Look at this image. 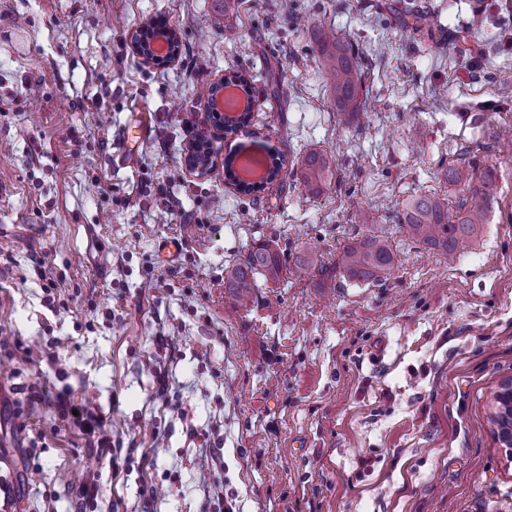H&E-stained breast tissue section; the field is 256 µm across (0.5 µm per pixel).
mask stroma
<instances>
[{
  "mask_svg": "<svg viewBox=\"0 0 512 512\" xmlns=\"http://www.w3.org/2000/svg\"><path fill=\"white\" fill-rule=\"evenodd\" d=\"M396 2L239 0L226 27L216 0H0V336L32 349L0 351V503L512 512V458L490 419L512 378V5L413 0L434 18L428 38L403 32ZM157 18L180 49L149 64L132 35ZM319 28L359 51L360 125L343 121L317 67ZM227 75L254 99L235 136L202 94ZM138 124L148 136L117 156ZM253 134L289 177L244 195L224 158ZM200 136L213 143L204 176L184 161ZM311 147L336 172L317 197L292 175ZM462 156L495 164L500 192L451 261L399 213L421 193L456 206L445 172ZM370 231L388 240L391 271L340 275L344 245ZM263 239L285 270L257 278L242 308L225 271ZM309 252L323 269L301 265ZM49 277L61 283L50 305ZM33 384L106 416L117 474L55 407L14 417ZM95 474L101 496L79 502Z\"/></svg>",
  "mask_w": 512,
  "mask_h": 512,
  "instance_id": "obj_1",
  "label": "stroma"
}]
</instances>
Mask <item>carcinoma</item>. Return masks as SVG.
<instances>
[{"label":"carcinoma","instance_id":"1","mask_svg":"<svg viewBox=\"0 0 512 512\" xmlns=\"http://www.w3.org/2000/svg\"><path fill=\"white\" fill-rule=\"evenodd\" d=\"M400 14L407 28L414 32L421 30L424 18L415 7L404 4ZM317 43L321 68L338 111L348 122H359L362 115L359 88L363 72L358 53L351 42L335 34L326 36L321 33L317 35ZM297 170L303 186L313 196L322 194L334 177L331 160L315 148L306 150ZM446 177L448 185L463 194L457 211L448 210L446 198L420 194L408 199L402 217L412 238L452 260L460 241L477 235L483 225L490 223L499 186L495 168L486 165L481 169L466 161L448 165ZM276 247L272 240L259 241L242 261L227 271L224 286L229 288L239 306L249 304L256 275L279 279L282 264ZM393 264L394 256L388 241L368 233L344 246L336 267L351 280L370 281L378 279Z\"/></svg>","mask_w":512,"mask_h":512}]
</instances>
